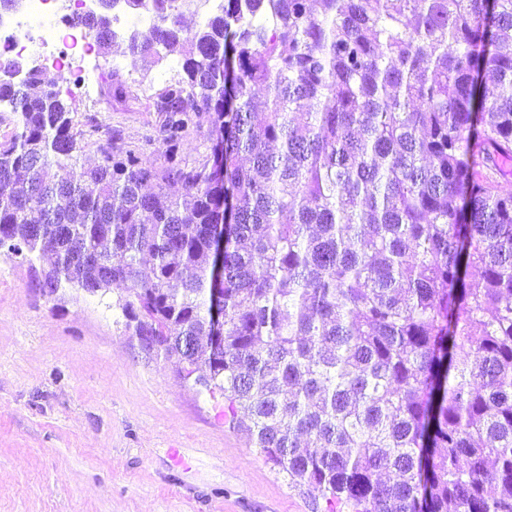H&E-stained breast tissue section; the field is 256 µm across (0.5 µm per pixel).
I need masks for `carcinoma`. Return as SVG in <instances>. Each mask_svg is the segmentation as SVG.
<instances>
[{
    "mask_svg": "<svg viewBox=\"0 0 512 512\" xmlns=\"http://www.w3.org/2000/svg\"><path fill=\"white\" fill-rule=\"evenodd\" d=\"M178 2L122 0L143 36L88 16L104 58L182 60L160 167L117 134L80 164L60 91L0 60V249L121 291L127 328L328 512H512V0H224L190 37ZM211 142L208 139V123L200 130H191L182 144V155L190 163L199 159L202 155L209 152Z\"/></svg>",
    "mask_w": 512,
    "mask_h": 512,
    "instance_id": "cac0c4a2",
    "label": "carcinoma"
}]
</instances>
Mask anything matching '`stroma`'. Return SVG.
<instances>
[{
    "instance_id": "stroma-1",
    "label": "stroma",
    "mask_w": 512,
    "mask_h": 512,
    "mask_svg": "<svg viewBox=\"0 0 512 512\" xmlns=\"http://www.w3.org/2000/svg\"><path fill=\"white\" fill-rule=\"evenodd\" d=\"M128 96L102 86L82 94L65 70H47L80 122L119 130L143 162L160 120L154 103L172 59L114 49ZM39 267L0 250V512H326L323 497L289 481L245 429L225 419L222 399L184 380L175 358L146 349L126 328L119 292L37 287Z\"/></svg>"
}]
</instances>
